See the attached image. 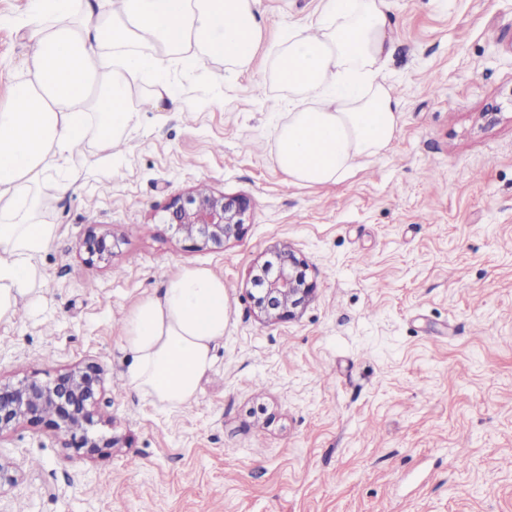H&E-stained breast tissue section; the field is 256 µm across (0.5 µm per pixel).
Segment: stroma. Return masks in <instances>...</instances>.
I'll use <instances>...</instances> for the list:
<instances>
[{
	"label": "stroma",
	"instance_id": "35a3bbf8",
	"mask_svg": "<svg viewBox=\"0 0 512 512\" xmlns=\"http://www.w3.org/2000/svg\"><path fill=\"white\" fill-rule=\"evenodd\" d=\"M320 0H262L245 71L171 69L187 109L147 111L111 177L86 144L74 191H39L56 225L36 296L0 320V379L105 372L94 455L45 424L0 434L17 482L0 512H512V0H392V147L339 185L292 184L272 155L288 92L269 74L285 23ZM0 27V108L25 78ZM250 200L241 237L203 250L162 220L198 187ZM108 234L110 261L83 242ZM287 245L315 293L265 323L250 268ZM221 276L231 315L196 400L126 386L122 321L168 273Z\"/></svg>",
	"mask_w": 512,
	"mask_h": 512
}]
</instances>
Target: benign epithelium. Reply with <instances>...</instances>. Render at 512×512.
Returning <instances> with one entry per match:
<instances>
[{"mask_svg": "<svg viewBox=\"0 0 512 512\" xmlns=\"http://www.w3.org/2000/svg\"><path fill=\"white\" fill-rule=\"evenodd\" d=\"M250 208L246 196H224L192 192L173 199L165 207V223L192 242L193 247L238 238L244 231V217ZM88 260L112 256L113 243L105 235H90L84 241ZM309 264L290 248L278 247L270 258L253 268L249 298L265 322L295 318L312 297L316 284L307 275ZM105 377L95 364L77 367L50 382L23 378L15 383L0 382V435L24 423H44L65 437L69 448L97 452L112 441L94 430V407L104 392Z\"/></svg>", "mask_w": 512, "mask_h": 512, "instance_id": "obj_1", "label": "benign epithelium"}]
</instances>
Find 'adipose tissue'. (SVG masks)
<instances>
[{"mask_svg":"<svg viewBox=\"0 0 512 512\" xmlns=\"http://www.w3.org/2000/svg\"><path fill=\"white\" fill-rule=\"evenodd\" d=\"M261 0H115L112 12L90 0H30L14 25L27 42L28 77L0 109V319L43 280L37 255L56 233L40 223L35 189L54 180L72 190L88 140L111 174L117 146L142 112L180 108L167 78L185 55L251 66L262 26ZM308 25L292 24L275 45L270 75L288 91V121L273 155L292 182L338 183L358 161L385 154L396 139L400 101L384 71L390 56L388 0H322ZM153 80L136 97L137 80ZM230 319L224 281L182 267L160 293L137 301L123 320L124 379L169 408L195 401Z\"/></svg>","mask_w":512,"mask_h":512,"instance_id":"obj_1","label":"adipose tissue"}]
</instances>
